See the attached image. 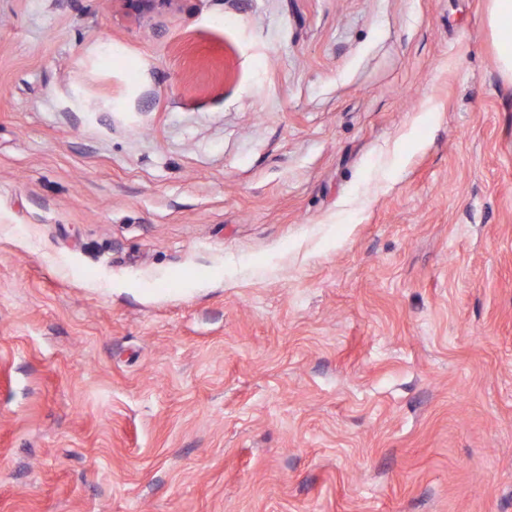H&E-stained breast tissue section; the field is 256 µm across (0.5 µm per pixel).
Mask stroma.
Returning a JSON list of instances; mask_svg holds the SVG:
<instances>
[{"instance_id":"1","label":"stroma","mask_w":512,"mask_h":512,"mask_svg":"<svg viewBox=\"0 0 512 512\" xmlns=\"http://www.w3.org/2000/svg\"><path fill=\"white\" fill-rule=\"evenodd\" d=\"M490 0H0V512H512Z\"/></svg>"}]
</instances>
